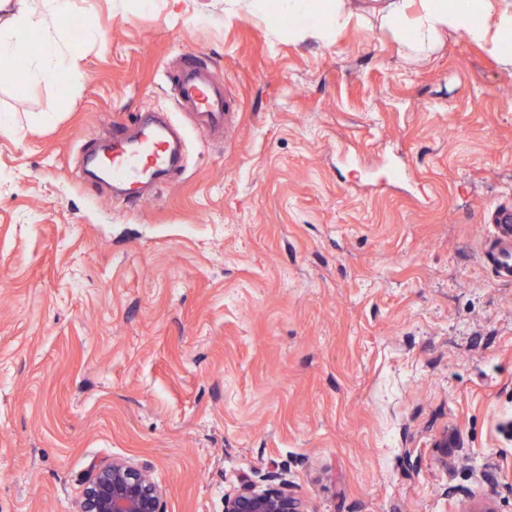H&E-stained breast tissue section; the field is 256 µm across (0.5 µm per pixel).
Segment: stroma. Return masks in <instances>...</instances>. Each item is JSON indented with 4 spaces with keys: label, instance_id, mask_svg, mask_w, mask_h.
<instances>
[{
    "label": "stroma",
    "instance_id": "stroma-1",
    "mask_svg": "<svg viewBox=\"0 0 512 512\" xmlns=\"http://www.w3.org/2000/svg\"><path fill=\"white\" fill-rule=\"evenodd\" d=\"M76 14L70 80L0 62V512H76L112 459L165 512H224L270 471L307 512H512V281L483 255L512 68L454 34L407 61L374 21L299 42L243 0ZM189 53L226 135L169 93ZM151 115L183 170L136 204L81 177Z\"/></svg>",
    "mask_w": 512,
    "mask_h": 512
}]
</instances>
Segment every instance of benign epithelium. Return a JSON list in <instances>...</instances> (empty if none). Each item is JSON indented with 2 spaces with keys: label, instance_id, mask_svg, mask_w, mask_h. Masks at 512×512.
<instances>
[{
  "label": "benign epithelium",
  "instance_id": "7a95c632",
  "mask_svg": "<svg viewBox=\"0 0 512 512\" xmlns=\"http://www.w3.org/2000/svg\"><path fill=\"white\" fill-rule=\"evenodd\" d=\"M266 485L241 483L224 498V512H306L283 474L270 471ZM78 512H164L161 491L148 471L114 460L92 468Z\"/></svg>",
  "mask_w": 512,
  "mask_h": 512
}]
</instances>
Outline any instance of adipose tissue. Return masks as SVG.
I'll return each mask as SVG.
<instances>
[{"mask_svg":"<svg viewBox=\"0 0 512 512\" xmlns=\"http://www.w3.org/2000/svg\"><path fill=\"white\" fill-rule=\"evenodd\" d=\"M268 12L288 14L298 22L296 40L327 41L341 35L352 21L373 16L379 27L411 54L426 53L445 32L496 55L512 67V0H256ZM74 0H0V60H24L27 77L39 81L69 77L75 68V45L58 46L49 37L54 20L71 14ZM40 51H33L34 35Z\"/></svg>","mask_w":512,"mask_h":512,"instance_id":"adipose-tissue-1","label":"adipose tissue"}]
</instances>
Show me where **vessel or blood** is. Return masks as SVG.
I'll return each instance as SVG.
<instances>
[{
  "mask_svg": "<svg viewBox=\"0 0 512 512\" xmlns=\"http://www.w3.org/2000/svg\"><path fill=\"white\" fill-rule=\"evenodd\" d=\"M169 87L176 103L184 110L200 116L204 125L220 130L230 117L224 87L218 82L204 57L189 55L169 77ZM177 165L165 128L146 127L133 140L117 139L112 143L109 168L113 180L124 183L129 200L141 197L138 185L149 172L166 173ZM493 222L499 236L485 252L486 260L505 279H512V208L500 207Z\"/></svg>",
  "mask_w": 512,
  "mask_h": 512,
  "instance_id": "obj_1",
  "label": "vessel or blood"
}]
</instances>
